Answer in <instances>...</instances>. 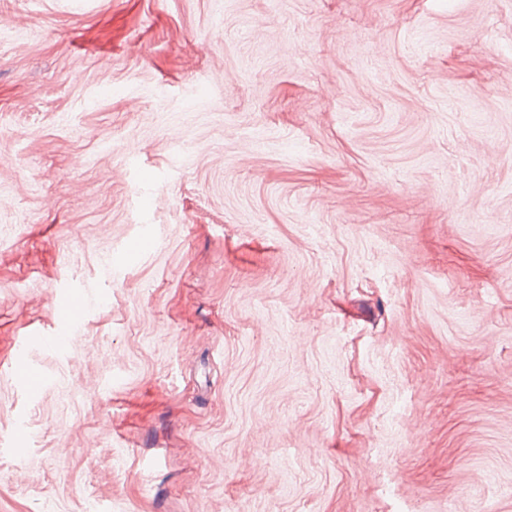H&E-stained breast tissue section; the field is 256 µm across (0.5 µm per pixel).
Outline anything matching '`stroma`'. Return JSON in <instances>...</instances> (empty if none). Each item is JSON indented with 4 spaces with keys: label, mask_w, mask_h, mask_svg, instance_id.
Returning a JSON list of instances; mask_svg holds the SVG:
<instances>
[{
    "label": "stroma",
    "mask_w": 512,
    "mask_h": 512,
    "mask_svg": "<svg viewBox=\"0 0 512 512\" xmlns=\"http://www.w3.org/2000/svg\"><path fill=\"white\" fill-rule=\"evenodd\" d=\"M0 23V512H512V0ZM56 315L61 328L55 337L60 344H64L68 339L72 323L80 319L82 310L74 300L60 297L56 300Z\"/></svg>",
    "instance_id": "35a3bbf8"
}]
</instances>
